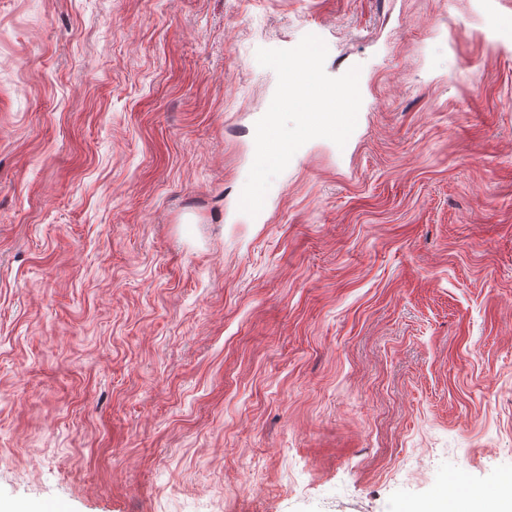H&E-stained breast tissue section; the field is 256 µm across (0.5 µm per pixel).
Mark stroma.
<instances>
[{
    "label": "stroma",
    "instance_id": "stroma-1",
    "mask_svg": "<svg viewBox=\"0 0 512 512\" xmlns=\"http://www.w3.org/2000/svg\"><path fill=\"white\" fill-rule=\"evenodd\" d=\"M315 31L357 126L250 217ZM511 484L512 0H0V512Z\"/></svg>",
    "mask_w": 512,
    "mask_h": 512
}]
</instances>
